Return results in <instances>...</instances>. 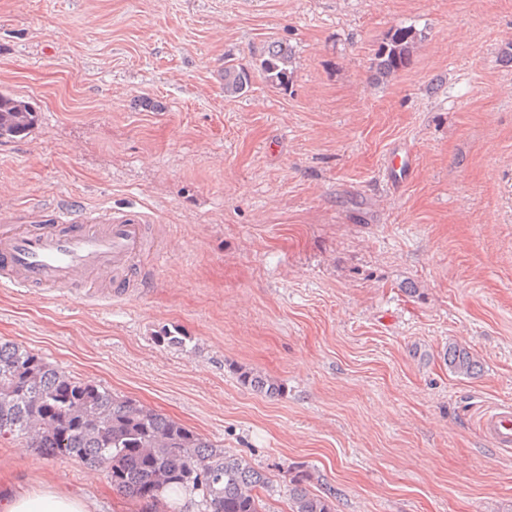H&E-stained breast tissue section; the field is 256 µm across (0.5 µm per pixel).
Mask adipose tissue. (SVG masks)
<instances>
[{"label": "adipose tissue", "instance_id": "1", "mask_svg": "<svg viewBox=\"0 0 512 512\" xmlns=\"http://www.w3.org/2000/svg\"><path fill=\"white\" fill-rule=\"evenodd\" d=\"M0 512H94V503L87 495L52 481H39L32 489L4 482Z\"/></svg>", "mask_w": 512, "mask_h": 512}]
</instances>
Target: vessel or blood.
<instances>
[{
  "mask_svg": "<svg viewBox=\"0 0 512 512\" xmlns=\"http://www.w3.org/2000/svg\"><path fill=\"white\" fill-rule=\"evenodd\" d=\"M42 223L10 217L0 225V285L50 290L112 286L123 297V285L143 288L146 276L130 279L138 269L151 218L136 210L101 211L74 222L70 205L38 206ZM484 427L499 447L512 446V413L489 415Z\"/></svg>",
  "mask_w": 512,
  "mask_h": 512,
  "instance_id": "b4317fda",
  "label": "vessel or blood"
}]
</instances>
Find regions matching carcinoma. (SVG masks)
<instances>
[{
  "instance_id": "obj_1",
  "label": "carcinoma",
  "mask_w": 512,
  "mask_h": 512,
  "mask_svg": "<svg viewBox=\"0 0 512 512\" xmlns=\"http://www.w3.org/2000/svg\"><path fill=\"white\" fill-rule=\"evenodd\" d=\"M419 36L411 26L394 28L375 54L377 75L387 79L406 68ZM291 64V49L278 43L267 48L256 71L281 86L289 81ZM253 71L224 61V96L246 93ZM36 123L32 103L0 92V139L26 135ZM445 360L458 376L469 377L478 368L474 354L459 344L448 345ZM239 379L271 395L281 391L252 372L240 373ZM18 436L53 457L107 463L112 486L139 501L152 504L172 489L201 497L206 512H270L257 494L269 478L243 457L134 399L70 376L17 344L0 342V439ZM288 493L291 512H334L332 492H314L304 470L290 475Z\"/></svg>"
}]
</instances>
